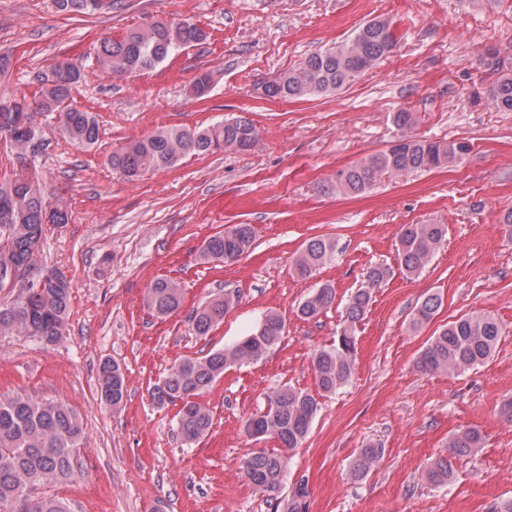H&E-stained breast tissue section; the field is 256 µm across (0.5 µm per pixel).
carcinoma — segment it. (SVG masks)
<instances>
[{
  "label": "carcinoma",
  "mask_w": 512,
  "mask_h": 512,
  "mask_svg": "<svg viewBox=\"0 0 512 512\" xmlns=\"http://www.w3.org/2000/svg\"><path fill=\"white\" fill-rule=\"evenodd\" d=\"M61 12L92 14L89 0H53ZM206 34L198 26L183 22L156 21L131 27L119 38H106L97 50L101 69L115 80L154 71L172 56L203 43ZM397 40L392 20L373 18L360 26L354 35L322 51L314 52L302 62L280 73L265 84V94L278 99L328 98L351 86L365 72L393 52ZM480 65L494 80L488 90L491 103L501 112H512V58L490 46L479 53ZM58 75L55 86H46L32 100H15L11 108L0 106V138L9 142L14 153L23 154L35 135L31 125L35 117L46 112L58 114L60 126L69 139L85 147L100 140V125L90 112L67 105L74 85L80 79L78 67L66 59L52 69ZM397 134L390 145L348 167L336 171L332 190L343 195H359L372 189L385 175L423 173L457 164L461 154H470L471 144L464 140L435 141L412 134L416 124L413 113L393 114ZM261 143L254 123L238 117L208 127H170L128 141L112 152V169L133 178L162 170L178 161L206 152L233 151L248 153ZM69 208L62 198L49 201L36 175L23 170L0 183V336H29L46 344L59 340L66 329L72 288L65 275L54 269L38 272L31 288H17L10 280L9 267L27 276L36 269L38 255L48 224L69 222ZM443 224H405L398 237L397 258L408 275L420 273L443 246ZM255 241L250 224H234L209 236L200 250L205 262L233 263L248 253ZM338 251L336 240L314 238L294 262L295 274L308 279L332 262ZM386 264L370 268L362 285L349 296L345 315L336 340L318 350L312 359L319 390L334 393L352 377L354 328L365 316L374 291L391 276ZM236 303L224 294L203 304L193 314L192 332L207 338L214 327ZM336 303V290L321 284L301 301L296 316L309 321ZM437 294L427 296L415 309L413 324L431 321L440 308ZM145 305L152 315L166 319L182 305V289L172 279L160 277L148 289ZM285 317L276 311L266 313L251 332L231 346L211 350L201 357H186L169 368L163 382L150 393L160 406L179 403L177 432L182 440L193 443L213 426L211 412L198 401L207 389L236 364L257 362L282 339ZM501 327L490 314L463 316L431 337L420 354L417 366L426 372L454 373L485 363L495 352ZM101 400L112 410H119L127 395L124 370L115 361H103L98 370ZM318 411L316 398L290 386L267 395L263 411L249 416L244 431L260 440L274 438L283 448H296L306 438ZM83 430L78 416L61 403L44 402L30 397L0 399V512H69L60 498L38 496L39 486L63 483L74 474V454ZM481 435L475 429L456 435L449 444L452 453L466 456L478 447ZM380 450L368 446L353 463L354 471L364 476L379 460ZM245 478L266 501L281 504L279 495L288 474L285 455L258 451L242 463ZM453 467L448 457L431 461L422 479L432 485L448 483ZM307 483L299 480L288 498L285 512H306Z\"/></svg>",
  "instance_id": "carcinoma-1"
}]
</instances>
